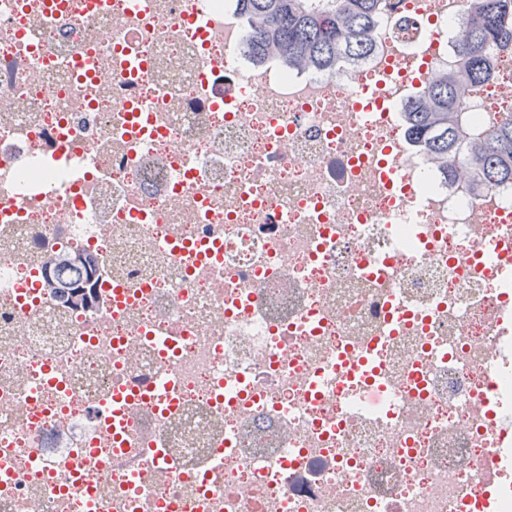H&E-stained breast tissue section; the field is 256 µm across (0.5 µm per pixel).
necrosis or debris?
Wrapping results in <instances>:
<instances>
[{
	"mask_svg": "<svg viewBox=\"0 0 512 512\" xmlns=\"http://www.w3.org/2000/svg\"><path fill=\"white\" fill-rule=\"evenodd\" d=\"M466 6L386 0L328 76L253 65L235 0H0V512H512V188L401 120Z\"/></svg>",
	"mask_w": 512,
	"mask_h": 512,
	"instance_id": "4bbe7bcc",
	"label": "necrosis or debris"
}]
</instances>
